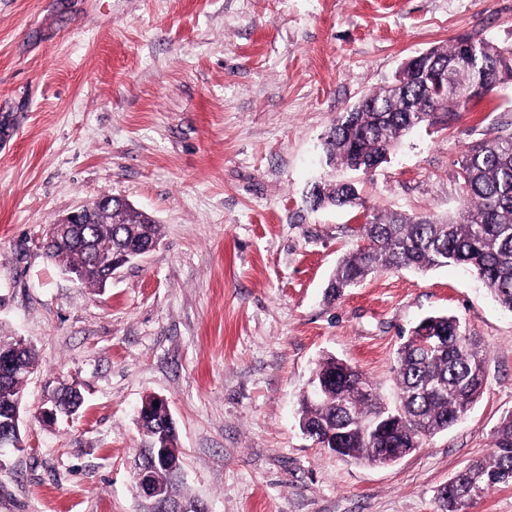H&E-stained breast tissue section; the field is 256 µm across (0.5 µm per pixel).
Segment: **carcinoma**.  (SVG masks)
I'll return each instance as SVG.
<instances>
[{
	"mask_svg": "<svg viewBox=\"0 0 512 512\" xmlns=\"http://www.w3.org/2000/svg\"><path fill=\"white\" fill-rule=\"evenodd\" d=\"M429 58L452 69L453 82L478 84L484 94L512 81V46L503 47L470 37H458L448 46L429 48ZM399 87H383L366 95L357 106L336 118L325 142L329 163L365 169L381 157L379 145L391 147L411 130L440 113L449 118L467 102L451 93L429 94L424 65L408 66ZM462 205L446 221L432 216L378 215L363 232L370 247L343 255L328 284L337 297L378 271L424 270L453 263L475 273L493 300L512 312V133L467 147L460 163ZM309 197L314 210L359 204L356 185L317 183ZM161 225L126 200L115 199L112 223L76 224L73 237L47 247L46 255L65 269L86 272L82 283L106 284L93 270L97 248L112 245L114 254H131L157 244ZM439 340H420L422 324L398 352L399 408L391 411L379 400L370 381L354 366L328 357L320 361L313 382L321 394L300 400L299 426L323 448L357 465L380 458L398 459L418 447L420 439L454 425L483 393L486 353L478 337L454 316L427 317ZM17 359L23 369L11 370L5 359ZM35 365L33 350L20 340L0 343V427H10L4 406L21 397L27 369ZM61 415L78 414L84 403L80 390L65 386L55 391ZM151 459L159 448L178 449L175 421L157 406L138 419ZM154 481L167 495H176L181 475L162 463L154 467ZM512 485V413L494 430L491 452L455 476L442 499L445 512L463 509L490 490Z\"/></svg>",
	"mask_w": 512,
	"mask_h": 512,
	"instance_id": "1",
	"label": "carcinoma"
}]
</instances>
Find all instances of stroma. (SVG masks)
<instances>
[{
    "label": "stroma",
    "mask_w": 512,
    "mask_h": 512,
    "mask_svg": "<svg viewBox=\"0 0 512 512\" xmlns=\"http://www.w3.org/2000/svg\"><path fill=\"white\" fill-rule=\"evenodd\" d=\"M461 35L512 45V0H0V336L36 353L0 512H140L127 463L149 395L176 422L182 493L209 512H441L439 488L512 412V313L454 265L325 290L374 215L457 213L467 147L512 131V83L408 133L369 176L327 165L323 142L405 58ZM340 179L361 205L311 210L312 185ZM103 196L162 235L94 288L44 238ZM436 313L487 353L485 389L454 426L388 466L300 431L327 355L396 406L397 349ZM64 383L81 414L41 421Z\"/></svg>",
    "instance_id": "stroma-1"
}]
</instances>
